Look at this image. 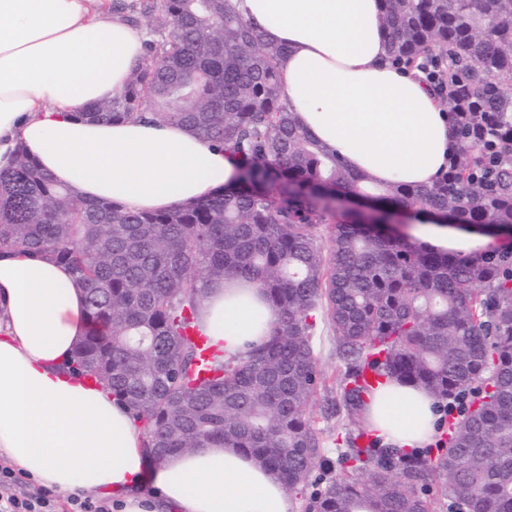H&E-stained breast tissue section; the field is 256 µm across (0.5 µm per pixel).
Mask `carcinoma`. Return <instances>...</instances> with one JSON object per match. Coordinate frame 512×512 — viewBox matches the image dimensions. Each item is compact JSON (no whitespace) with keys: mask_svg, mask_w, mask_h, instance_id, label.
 Returning <instances> with one entry per match:
<instances>
[{"mask_svg":"<svg viewBox=\"0 0 512 512\" xmlns=\"http://www.w3.org/2000/svg\"><path fill=\"white\" fill-rule=\"evenodd\" d=\"M383 2L392 62H450L442 105L460 149L432 185H378L313 138L283 98L285 48L227 0L120 3L146 18L152 62L85 115L178 124L243 164L216 197L134 212L56 183L20 149L0 172V254L73 270L86 327L64 367L110 389L152 454L238 448L304 493L323 459L307 406L326 386L312 344L324 312L345 370L323 417L361 415L368 371L467 403L436 455L414 463L376 437L348 438L312 512H434L436 483L459 512H512V247L433 253L331 204L512 232V0ZM227 277L254 283L279 316L265 344L231 355L200 323L206 285ZM190 327L212 347L207 378Z\"/></svg>","mask_w":512,"mask_h":512,"instance_id":"obj_1","label":"carcinoma"}]
</instances>
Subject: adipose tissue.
Wrapping results in <instances>:
<instances>
[{"label": "adipose tissue", "instance_id": "adipose-tissue-1", "mask_svg": "<svg viewBox=\"0 0 512 512\" xmlns=\"http://www.w3.org/2000/svg\"><path fill=\"white\" fill-rule=\"evenodd\" d=\"M285 47L279 82L290 112L351 170L381 183L431 185L458 148L456 129L421 73L397 69L382 0H230ZM143 27L114 0H0V170L17 149L84 198L165 211L221 193L241 159L182 126L90 122L143 59ZM417 239L472 256L492 236L430 222ZM201 321L235 354L262 345L276 311L239 279L208 284ZM84 292L65 265L0 257V455L40 485L111 496L114 512H295L279 478L232 448L152 460L143 432L109 389L63 372L84 334ZM435 398L394 381L364 411L400 450L432 442Z\"/></svg>", "mask_w": 512, "mask_h": 512}]
</instances>
